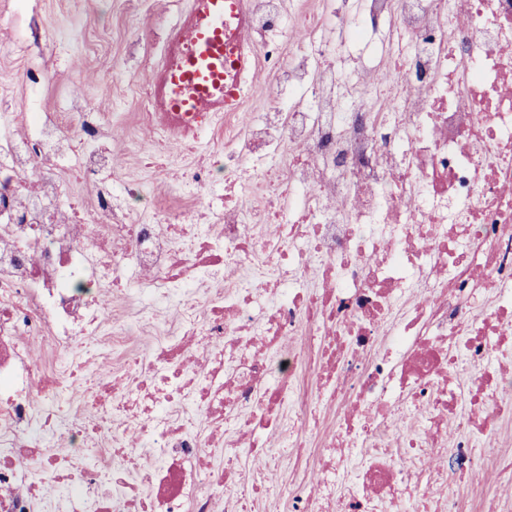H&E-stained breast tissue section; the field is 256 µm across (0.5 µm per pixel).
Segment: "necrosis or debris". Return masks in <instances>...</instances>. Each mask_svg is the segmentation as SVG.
<instances>
[{"mask_svg":"<svg viewBox=\"0 0 512 512\" xmlns=\"http://www.w3.org/2000/svg\"><path fill=\"white\" fill-rule=\"evenodd\" d=\"M235 2L277 97L244 127L230 112L202 120L223 131L224 157L179 189L208 223L146 201L140 182L105 186L93 113L73 127L29 112L20 136L0 122V512H238L200 459L244 420L313 457L365 449L356 468L320 465L290 512H512L511 498L482 510L453 492L482 460L512 487L499 429L512 416V0H362L343 14L334 0ZM325 24L335 41L314 39ZM378 35L379 56L331 63ZM67 174L101 182L92 208L64 193ZM132 295L176 310L180 333L128 356L122 386L76 384L74 341L123 350L112 305ZM335 405L347 414L330 428ZM133 435L150 466L132 473ZM449 455L457 468L422 475L424 458Z\"/></svg>","mask_w":512,"mask_h":512,"instance_id":"1","label":"necrosis or debris"}]
</instances>
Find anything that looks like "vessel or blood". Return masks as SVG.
Instances as JSON below:
<instances>
[{
	"label": "vessel or blood",
	"instance_id": "vessel-or-blood-1",
	"mask_svg": "<svg viewBox=\"0 0 512 512\" xmlns=\"http://www.w3.org/2000/svg\"><path fill=\"white\" fill-rule=\"evenodd\" d=\"M225 0H192L181 25L182 52L160 72L172 94L158 108L164 123L179 121L184 136H196L213 112H240L256 70L248 29L225 26Z\"/></svg>",
	"mask_w": 512,
	"mask_h": 512
}]
</instances>
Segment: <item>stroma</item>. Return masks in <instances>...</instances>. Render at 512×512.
<instances>
[{
  "instance_id": "1",
  "label": "stroma",
  "mask_w": 512,
  "mask_h": 512,
  "mask_svg": "<svg viewBox=\"0 0 512 512\" xmlns=\"http://www.w3.org/2000/svg\"><path fill=\"white\" fill-rule=\"evenodd\" d=\"M190 8L191 0H25L22 23L44 18L53 39L40 48L26 38L22 24L7 28L8 40L0 43V86L10 92L11 111L20 116L50 112L71 124L78 113H97L110 135L115 176L148 182L158 204L179 205L174 188L183 170L216 145L220 134L200 133L191 152L173 147L165 177L142 166L140 158L154 142L159 119H142L137 90L155 74L159 48L139 37L177 22ZM35 69L49 76L38 90L29 79ZM262 436L266 461H253L243 447L204 457L203 463L237 476V493L247 512H288L289 492L298 484L315 483L317 470L295 468L291 449L282 446L273 429L263 430ZM254 484L268 486V496H251Z\"/></svg>"
}]
</instances>
